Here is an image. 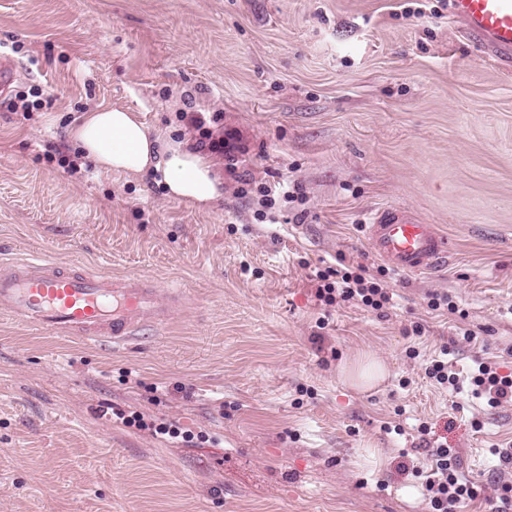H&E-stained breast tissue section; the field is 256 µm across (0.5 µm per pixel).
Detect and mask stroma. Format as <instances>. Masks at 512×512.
Wrapping results in <instances>:
<instances>
[{
  "instance_id": "1",
  "label": "stroma",
  "mask_w": 512,
  "mask_h": 512,
  "mask_svg": "<svg viewBox=\"0 0 512 512\" xmlns=\"http://www.w3.org/2000/svg\"><path fill=\"white\" fill-rule=\"evenodd\" d=\"M0 55V265L40 253L181 295L116 347L0 314V512H427L442 443L479 490L463 512H490L512 403L425 366L445 346L512 373V73L448 0H0ZM112 105L191 146L190 112L236 133L223 196L200 210L97 171L68 131ZM284 179L285 223L258 221ZM384 206L435 225L447 265L393 272L380 311L322 305L316 269L380 268L365 225ZM364 352L388 376L357 389L340 368ZM425 374L429 379H432L437 384L446 387H452L453 390L460 389L464 382V379L458 376L456 372H453L448 366V358L445 360L433 359L428 366L425 368Z\"/></svg>"
}]
</instances>
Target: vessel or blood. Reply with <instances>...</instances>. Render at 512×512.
I'll list each match as a JSON object with an SVG mask.
<instances>
[{
  "instance_id": "b4317fda",
  "label": "vessel or blood",
  "mask_w": 512,
  "mask_h": 512,
  "mask_svg": "<svg viewBox=\"0 0 512 512\" xmlns=\"http://www.w3.org/2000/svg\"><path fill=\"white\" fill-rule=\"evenodd\" d=\"M449 22L504 68L512 67V0H451ZM368 240L379 260L407 274L431 272L448 260V242L435 225L400 207L376 211ZM0 309L48 333L118 345L168 316L157 286L144 276L65 269L35 255L0 270Z\"/></svg>"
}]
</instances>
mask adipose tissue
Instances as JSON below:
<instances>
[{
    "instance_id": "obj_1",
    "label": "adipose tissue",
    "mask_w": 512,
    "mask_h": 512,
    "mask_svg": "<svg viewBox=\"0 0 512 512\" xmlns=\"http://www.w3.org/2000/svg\"><path fill=\"white\" fill-rule=\"evenodd\" d=\"M84 158L105 172L154 175L169 197L208 209L221 197L217 157L183 143L154 139L137 112L121 106L86 112L69 130Z\"/></svg>"
}]
</instances>
